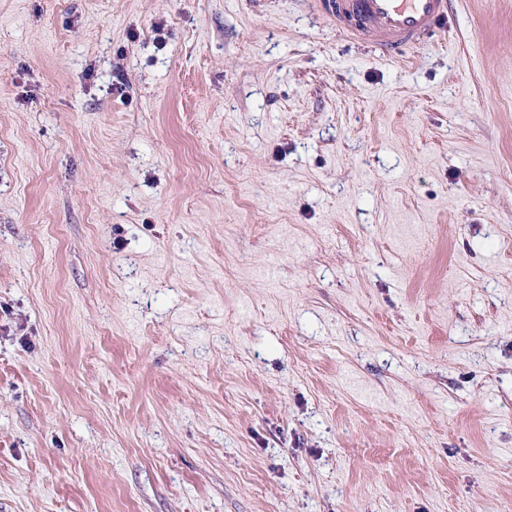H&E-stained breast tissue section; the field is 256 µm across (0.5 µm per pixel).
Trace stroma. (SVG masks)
<instances>
[{
  "mask_svg": "<svg viewBox=\"0 0 512 512\" xmlns=\"http://www.w3.org/2000/svg\"><path fill=\"white\" fill-rule=\"evenodd\" d=\"M0 512H512V0H0ZM328 14L347 34L370 37L385 56L403 59L446 25L447 0H328Z\"/></svg>",
  "mask_w": 512,
  "mask_h": 512,
  "instance_id": "1",
  "label": "stroma"
}]
</instances>
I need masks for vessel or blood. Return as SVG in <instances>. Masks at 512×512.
<instances>
[{
  "mask_svg": "<svg viewBox=\"0 0 512 512\" xmlns=\"http://www.w3.org/2000/svg\"><path fill=\"white\" fill-rule=\"evenodd\" d=\"M328 13L347 34L370 37L396 59L425 47L445 26L447 0H328Z\"/></svg>",
  "mask_w": 512,
  "mask_h": 512,
  "instance_id": "b4317fda",
  "label": "vessel or blood"
}]
</instances>
